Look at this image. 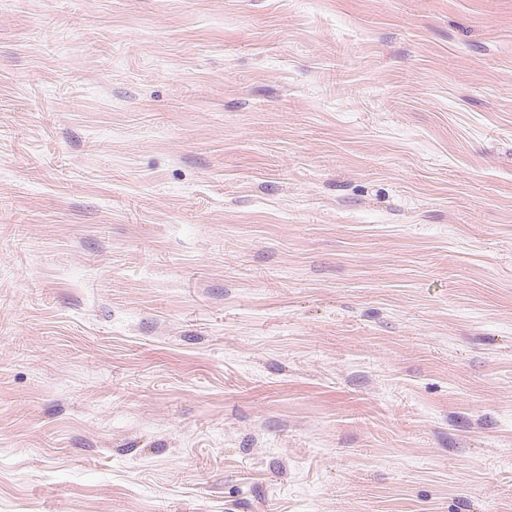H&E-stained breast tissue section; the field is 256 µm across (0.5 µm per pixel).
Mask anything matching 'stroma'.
<instances>
[{
  "mask_svg": "<svg viewBox=\"0 0 512 512\" xmlns=\"http://www.w3.org/2000/svg\"><path fill=\"white\" fill-rule=\"evenodd\" d=\"M0 512H512V0H0Z\"/></svg>",
  "mask_w": 512,
  "mask_h": 512,
  "instance_id": "1",
  "label": "stroma"
}]
</instances>
